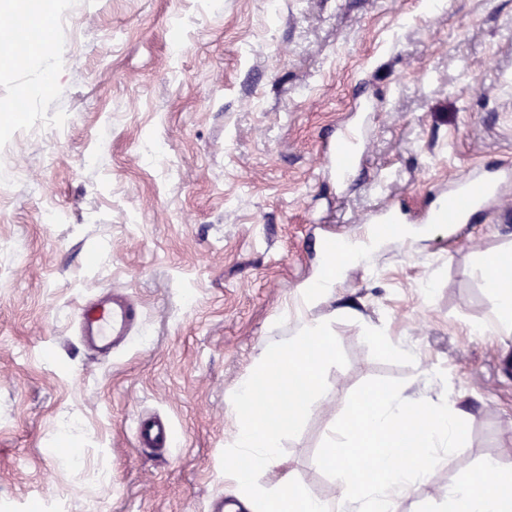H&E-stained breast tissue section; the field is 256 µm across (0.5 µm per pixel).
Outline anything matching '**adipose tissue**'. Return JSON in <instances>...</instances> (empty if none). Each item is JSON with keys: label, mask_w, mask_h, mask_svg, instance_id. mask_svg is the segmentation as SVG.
<instances>
[{"label": "adipose tissue", "mask_w": 512, "mask_h": 512, "mask_svg": "<svg viewBox=\"0 0 512 512\" xmlns=\"http://www.w3.org/2000/svg\"><path fill=\"white\" fill-rule=\"evenodd\" d=\"M358 250L347 251L329 246L324 273L305 288L302 300L311 306L331 297L341 277L342 269L361 259ZM512 252L487 254L483 259L486 287L495 297L492 321L500 329L512 333ZM475 480L473 473H460L448 489L449 512H512V471L505 469L499 459H485Z\"/></svg>", "instance_id": "ef3b65f1"}]
</instances>
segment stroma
Segmentation results:
<instances>
[{
  "label": "stroma",
  "mask_w": 512,
  "mask_h": 512,
  "mask_svg": "<svg viewBox=\"0 0 512 512\" xmlns=\"http://www.w3.org/2000/svg\"><path fill=\"white\" fill-rule=\"evenodd\" d=\"M48 2L45 47L19 65L0 46V102L33 99L0 112V512L235 501L221 470L231 397L304 318L330 322L347 364L284 441L278 474L338 497L316 453L377 377L468 425L397 512H441L485 458L512 468V335L488 325L481 266L512 250L505 203L366 247L332 297L301 300L328 240L359 235L375 209L421 210L452 178L512 163V0ZM342 125L364 129L351 187L322 156ZM49 206L59 222H44ZM104 289L141 312L107 359L76 325ZM155 414L173 448L137 447L135 418Z\"/></svg>",
  "instance_id": "1"
}]
</instances>
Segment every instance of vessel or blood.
<instances>
[{
    "label": "vessel or blood",
    "instance_id": "1",
    "mask_svg": "<svg viewBox=\"0 0 512 512\" xmlns=\"http://www.w3.org/2000/svg\"><path fill=\"white\" fill-rule=\"evenodd\" d=\"M357 133L340 130L336 140L339 153L330 155L340 179H349L355 169ZM501 193L499 179L474 174L454 179L451 190L440 202L414 216L417 224H472L482 213L487 201ZM136 304L121 294H100L90 298L79 316L82 339L89 348L109 353L124 343L140 321ZM134 431L137 443L143 448L173 447L175 434L171 424L159 418L136 420Z\"/></svg>",
    "mask_w": 512,
    "mask_h": 512
}]
</instances>
